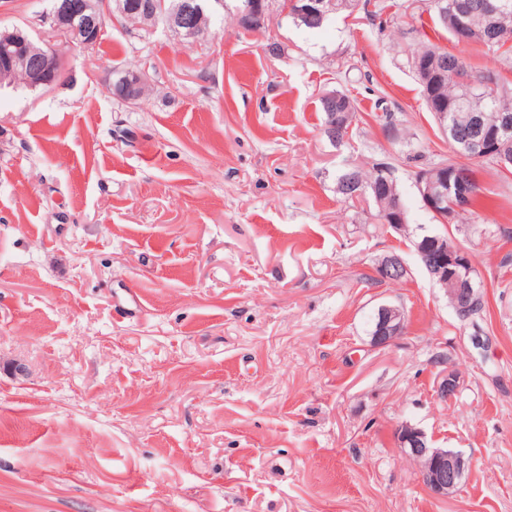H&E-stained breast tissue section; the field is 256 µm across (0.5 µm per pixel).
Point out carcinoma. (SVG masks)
Returning <instances> with one entry per match:
<instances>
[{
    "instance_id": "1",
    "label": "carcinoma",
    "mask_w": 512,
    "mask_h": 512,
    "mask_svg": "<svg viewBox=\"0 0 512 512\" xmlns=\"http://www.w3.org/2000/svg\"><path fill=\"white\" fill-rule=\"evenodd\" d=\"M359 0H326L327 17L338 13H353L358 7ZM482 0H443V7L448 9V21H443L439 15L435 0H430L434 12V23L443 28L448 34H453L454 18L462 13L468 14V42L482 45L494 54L508 56L512 54V0H505L508 8L501 11L495 18H489L482 12L478 4ZM412 70L418 67L428 68L443 75V78L433 86L425 84L423 76H417L423 98L432 114H448V132L446 138L450 142L455 160L439 162L434 167L444 164L448 167L458 166L464 178L472 181V201H477L482 187L476 176L473 163H493L478 151L477 131L470 129L468 116L476 113L481 116L483 126H494L500 123V118L506 114L512 115V84L501 80L499 74L492 71L474 72L467 59L460 53L449 52L430 42L421 45L413 51L408 60ZM461 76L453 80L448 74ZM494 76L495 83L484 88L473 87L468 81H477L487 76ZM320 112L323 113V125H328L330 114L337 115L340 132L336 133L334 141L342 143L350 136L357 108L355 101L344 91L335 89L333 93H324L320 98ZM376 180V171H366L359 166H352L343 171L336 181V192L346 199L360 197L359 191L365 189L367 194L379 208V216L383 223H388L389 211L396 205L402 204V199L395 181L379 188L378 192L370 190V184ZM485 309L483 295L470 301L464 308H457V316L465 321L481 314Z\"/></svg>"
}]
</instances>
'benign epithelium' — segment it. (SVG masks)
<instances>
[{"label":"benign epithelium","instance_id":"obj_1","mask_svg":"<svg viewBox=\"0 0 512 512\" xmlns=\"http://www.w3.org/2000/svg\"><path fill=\"white\" fill-rule=\"evenodd\" d=\"M201 6L195 0H168L167 7L158 8L155 0H52L50 13L52 29L66 42L83 47L98 43L105 32L106 20L127 19L139 14L154 23L162 20L168 27L187 39L195 38ZM272 6L264 0H253L239 13V27L247 33L263 34L268 29ZM282 15H291L295 23H308L324 17V0H286ZM62 50L47 41H35L22 30H0V85L20 75L31 89L55 84L63 70ZM117 87L122 94L137 100L144 89L140 74L127 72ZM471 125L479 128L478 144L485 156L497 160L506 168L503 138L512 128V119L505 117L500 126L486 129L480 117L470 116ZM417 188L425 206L442 223L451 224L468 207L471 187L458 176L439 179L429 174L421 176ZM416 252L426 264L430 277L448 285L447 291L456 302L465 303L477 292L474 265L469 253L448 245L438 235H427L415 243ZM407 272L402 257L395 254L381 256L374 267L375 277L391 282ZM406 331L403 308L382 304L377 308V322L370 336L371 346L382 348ZM458 377L450 370L437 386L443 398L455 396ZM394 436L404 453L420 468L425 488L436 497L446 498L460 490L472 461L451 448H435L420 428L402 422L395 427Z\"/></svg>","mask_w":512,"mask_h":512}]
</instances>
